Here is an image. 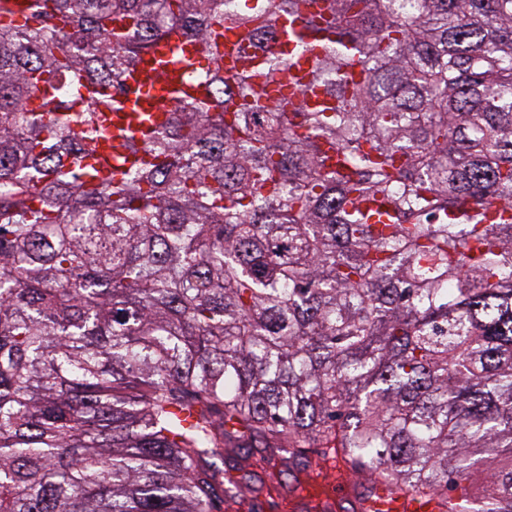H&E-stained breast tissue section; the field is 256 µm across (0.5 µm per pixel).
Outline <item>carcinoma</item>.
<instances>
[{
	"instance_id": "obj_1",
	"label": "carcinoma",
	"mask_w": 512,
	"mask_h": 512,
	"mask_svg": "<svg viewBox=\"0 0 512 512\" xmlns=\"http://www.w3.org/2000/svg\"><path fill=\"white\" fill-rule=\"evenodd\" d=\"M302 2L0 23V512H221L228 448L512 512V0H322L294 41L337 32L303 91L325 107L226 77L224 29L272 77ZM175 28L207 67L174 58L167 122L112 134ZM112 139L152 162L95 181ZM303 15L295 18H280L274 22V26L279 35L280 48L287 55H291L293 51V43L290 40L291 33L293 30H299L301 28V19Z\"/></svg>"
}]
</instances>
